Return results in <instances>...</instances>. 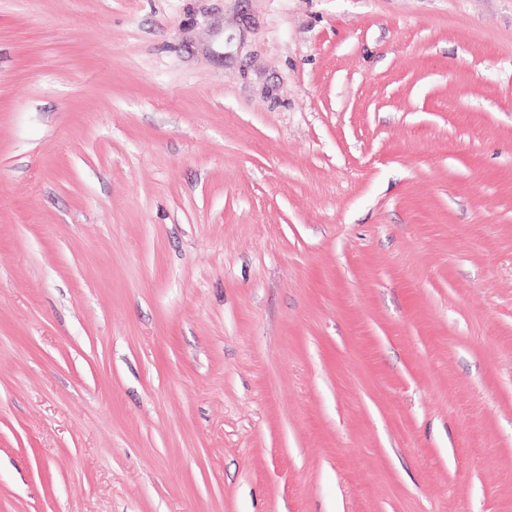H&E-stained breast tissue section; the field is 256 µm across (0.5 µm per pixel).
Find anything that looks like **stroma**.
I'll list each match as a JSON object with an SVG mask.
<instances>
[{
	"instance_id": "obj_1",
	"label": "stroma",
	"mask_w": 512,
	"mask_h": 512,
	"mask_svg": "<svg viewBox=\"0 0 512 512\" xmlns=\"http://www.w3.org/2000/svg\"><path fill=\"white\" fill-rule=\"evenodd\" d=\"M0 512H512V0H0Z\"/></svg>"
}]
</instances>
